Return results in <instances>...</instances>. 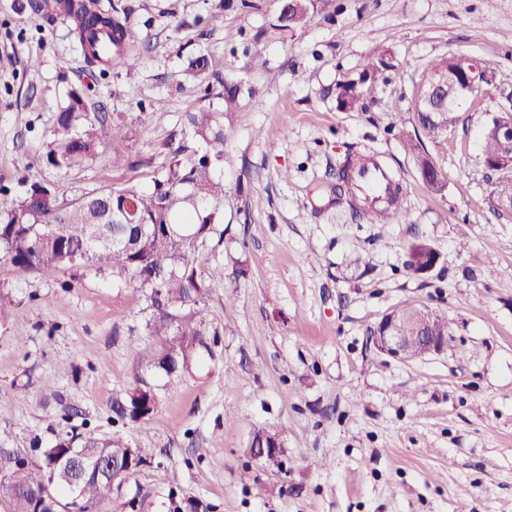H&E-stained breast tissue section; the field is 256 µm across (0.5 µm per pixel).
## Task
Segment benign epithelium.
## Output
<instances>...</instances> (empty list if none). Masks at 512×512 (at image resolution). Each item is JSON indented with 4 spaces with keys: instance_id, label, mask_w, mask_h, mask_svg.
I'll return each instance as SVG.
<instances>
[{
    "instance_id": "7a95c632",
    "label": "benign epithelium",
    "mask_w": 512,
    "mask_h": 512,
    "mask_svg": "<svg viewBox=\"0 0 512 512\" xmlns=\"http://www.w3.org/2000/svg\"><path fill=\"white\" fill-rule=\"evenodd\" d=\"M475 84L460 82L456 74L445 70L436 73L426 85L421 98L422 108L430 117L442 116L465 102L473 94ZM490 132L502 145V152L495 163H484L494 172L512 171V114L505 112L496 117ZM420 321L407 320L399 313L392 312L378 322L372 332L374 346L384 355L397 360L409 358L410 346L417 345L424 355L439 354L448 348V341L430 334L428 322L431 312L418 310ZM251 456L263 464L281 461L283 450L274 436L261 438L249 449Z\"/></svg>"
}]
</instances>
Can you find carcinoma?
Returning a JSON list of instances; mask_svg holds the SVG:
<instances>
[{
    "instance_id": "obj_1",
    "label": "carcinoma",
    "mask_w": 512,
    "mask_h": 512,
    "mask_svg": "<svg viewBox=\"0 0 512 512\" xmlns=\"http://www.w3.org/2000/svg\"><path fill=\"white\" fill-rule=\"evenodd\" d=\"M317 0H293L280 8L287 17L276 18V27L294 31L305 25L316 11ZM64 15L75 22L72 29L78 44L100 31L108 33L115 44L123 40H139V32L128 15L89 13L82 0H63ZM478 60L465 54L435 59L431 69H451L471 78ZM392 68L385 54L366 59L359 80H346L336 85V107L345 112L362 107L359 84ZM188 69L198 75L208 74L222 88L209 104L186 116L179 139L166 143L164 162L156 169L153 187L135 185L95 189L75 199L57 193L50 185L33 182L26 185L24 195L14 198L0 190V282L12 276L45 266L68 269L73 258L84 256L81 265L102 270L106 267L129 275L148 291L147 301L160 326L174 329L170 337L155 347L140 351L148 367H159L174 376L189 369L194 348L209 336L201 304L208 289L232 283L224 268L214 267L198 272L197 245L213 230L217 214L224 206V118L238 109L241 87L224 80V72L215 68L210 54L189 60ZM88 104L74 91L59 113L50 132L42 161L60 172H69L92 161L103 149L111 160L123 156L118 140L103 141L96 127L84 123ZM416 127L429 139H435L454 124L455 116L430 121L421 108H416ZM404 150L415 160L423 181L439 192L445 187L444 177L435 171L429 155L416 136L401 134ZM353 155H348L336 172V196L349 201L353 214L368 222L400 224L404 215L402 191L394 181L388 205L382 209L356 206V193L350 171ZM431 259L430 244L416 240L408 246L406 267L418 273ZM143 390L142 379L130 384L122 398L115 401L113 412L122 421L145 423L157 408ZM89 457L118 459L128 442L118 434L96 436L91 432L73 433L39 449V461L19 457L0 461V497L11 500L14 512H33L39 502L44 482L55 481L58 497L70 501L69 512H99V507L112 500L116 478L87 474L75 489L61 476L65 460L62 445L66 441Z\"/></svg>"
}]
</instances>
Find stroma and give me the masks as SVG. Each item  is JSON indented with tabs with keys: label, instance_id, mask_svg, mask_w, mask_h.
<instances>
[{
	"label": "stroma",
	"instance_id": "stroma-1",
	"mask_svg": "<svg viewBox=\"0 0 512 512\" xmlns=\"http://www.w3.org/2000/svg\"><path fill=\"white\" fill-rule=\"evenodd\" d=\"M0 0V187L28 182L74 199L98 188L148 189L201 106L202 53L241 84L224 123V208L198 246L202 268L237 273L204 298L210 351L174 377L144 369L159 343L144 291L112 270L45 267L1 285L0 454L36 461V444L74 430L117 433L152 457L104 512H512V212L480 147L512 110V0H320L302 28H276L281 0H101L142 33L123 62L87 67L70 22ZM392 67L342 112L331 91L369 55ZM464 53L493 79L425 149L445 177L428 188L402 149L432 61ZM265 67H254V56ZM136 67H127V60ZM125 156L62 173L42 165L70 91ZM164 101L156 109V101ZM377 153L403 180L405 220L353 218L331 184L351 152ZM427 241L435 269L416 275L406 249ZM366 262L356 265V255ZM445 316L448 350L398 361L371 331L397 308ZM152 381L147 424L115 421L125 383ZM283 444V466L249 453L254 433Z\"/></svg>",
	"mask_w": 512,
	"mask_h": 512
}]
</instances>
